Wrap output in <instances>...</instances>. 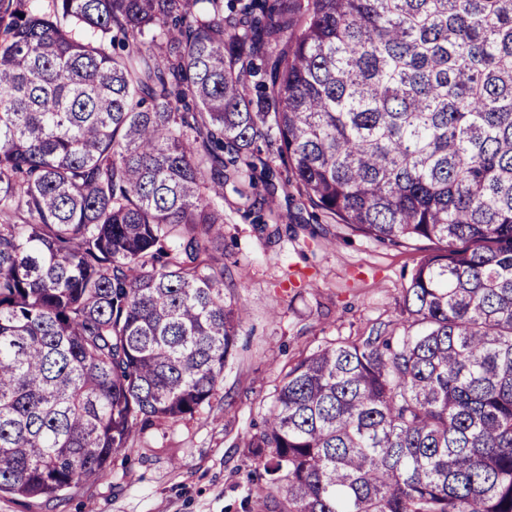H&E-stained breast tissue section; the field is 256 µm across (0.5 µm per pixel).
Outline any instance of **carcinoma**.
I'll list each match as a JSON object with an SVG mask.
<instances>
[{"label":"carcinoma","instance_id":"obj_1","mask_svg":"<svg viewBox=\"0 0 512 512\" xmlns=\"http://www.w3.org/2000/svg\"><path fill=\"white\" fill-rule=\"evenodd\" d=\"M235 11V4H229ZM0 0V495L53 501L210 405L262 154L352 231L440 244L403 335L281 370V512H512V0ZM259 96L251 97L248 79Z\"/></svg>","mask_w":512,"mask_h":512}]
</instances>
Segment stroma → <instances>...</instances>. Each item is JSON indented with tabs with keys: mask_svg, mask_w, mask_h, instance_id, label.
Here are the masks:
<instances>
[{
	"mask_svg": "<svg viewBox=\"0 0 512 512\" xmlns=\"http://www.w3.org/2000/svg\"><path fill=\"white\" fill-rule=\"evenodd\" d=\"M269 218L294 217L291 232L248 219L247 181L224 188V295L247 309L218 395L194 419L147 430L116 453L105 478L45 502L0 496V512H280L247 478L244 445L275 398L284 366L337 338L399 322L412 271L434 242L393 246L289 201L277 159Z\"/></svg>",
	"mask_w": 512,
	"mask_h": 512,
	"instance_id": "35a3bbf8",
	"label": "stroma"
}]
</instances>
